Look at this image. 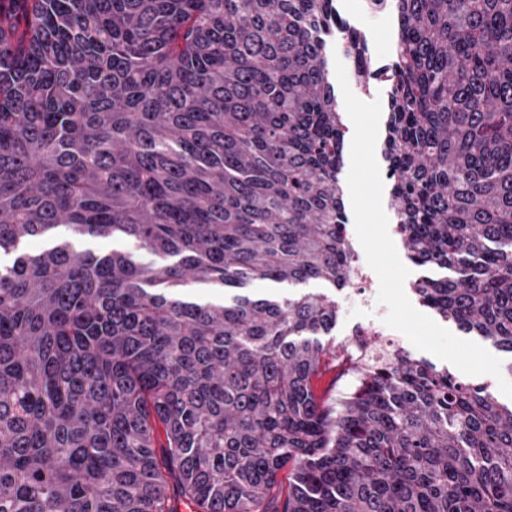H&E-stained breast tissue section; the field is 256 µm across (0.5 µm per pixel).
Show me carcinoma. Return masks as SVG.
<instances>
[{
    "label": "carcinoma",
    "mask_w": 512,
    "mask_h": 512,
    "mask_svg": "<svg viewBox=\"0 0 512 512\" xmlns=\"http://www.w3.org/2000/svg\"><path fill=\"white\" fill-rule=\"evenodd\" d=\"M423 305L512 354V0H388ZM332 0H0V512H512V405L321 337L347 286ZM351 378L320 398L327 371ZM165 444L156 449L158 427ZM288 469V490L276 495ZM67 239L73 243L76 249L83 248H91L99 253H109L113 249L114 250H125L134 252L135 254H141V251H138L134 242L129 240H81V239H73L68 236V234L62 229L57 239H48V238H27L21 241L18 246L19 252H26L31 255H36L41 253L42 251L48 249L53 246L57 241Z\"/></svg>",
    "instance_id": "1"
}]
</instances>
